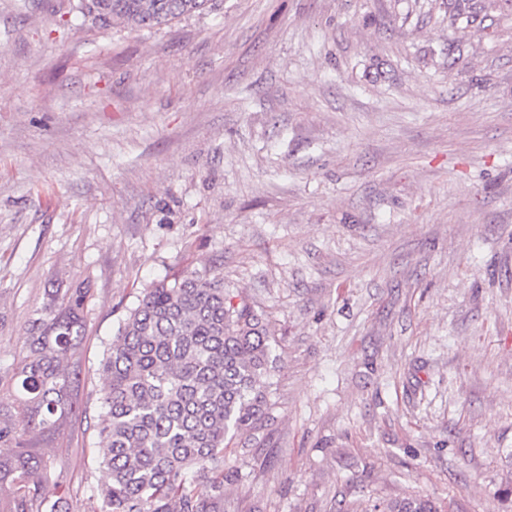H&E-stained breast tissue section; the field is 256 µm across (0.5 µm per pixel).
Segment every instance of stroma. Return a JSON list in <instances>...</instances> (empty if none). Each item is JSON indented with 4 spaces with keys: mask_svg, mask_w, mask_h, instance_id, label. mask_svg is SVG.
<instances>
[{
    "mask_svg": "<svg viewBox=\"0 0 512 512\" xmlns=\"http://www.w3.org/2000/svg\"><path fill=\"white\" fill-rule=\"evenodd\" d=\"M77 4L0 0V367L49 289L92 294L48 502L105 482L103 352L190 266L277 360L224 512H512V6L223 0L133 30ZM361 512H445L430 498L422 496L378 500Z\"/></svg>",
    "mask_w": 512,
    "mask_h": 512,
    "instance_id": "1",
    "label": "stroma"
}]
</instances>
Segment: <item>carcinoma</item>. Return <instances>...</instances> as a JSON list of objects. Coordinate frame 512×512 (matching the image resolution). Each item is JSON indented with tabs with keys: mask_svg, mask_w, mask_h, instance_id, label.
<instances>
[{
	"mask_svg": "<svg viewBox=\"0 0 512 512\" xmlns=\"http://www.w3.org/2000/svg\"><path fill=\"white\" fill-rule=\"evenodd\" d=\"M212 0H80L100 27L155 29ZM90 288L47 294L27 321V342L0 374L17 393L0 412V512H55L43 496L39 438L83 413L80 345ZM273 369L263 314L224 287L215 269H186L144 288L102 361L105 412L97 423L107 483L86 512H224L230 432L262 425ZM362 512H443L426 497L378 500Z\"/></svg>",
	"mask_w": 512,
	"mask_h": 512,
	"instance_id": "obj_1",
	"label": "carcinoma"
}]
</instances>
